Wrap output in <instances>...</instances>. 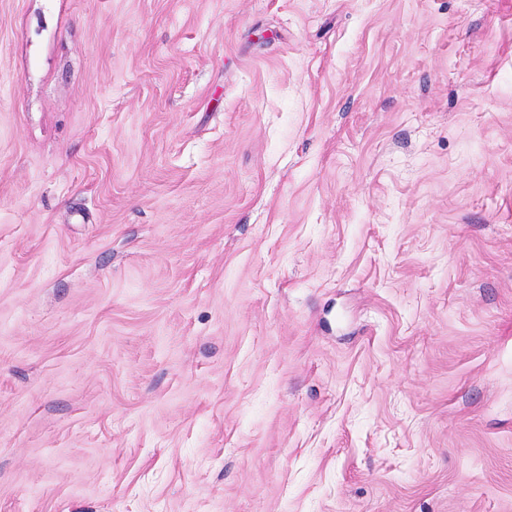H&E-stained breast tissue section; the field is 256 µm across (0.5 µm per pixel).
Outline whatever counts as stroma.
Returning <instances> with one entry per match:
<instances>
[{
  "mask_svg": "<svg viewBox=\"0 0 512 512\" xmlns=\"http://www.w3.org/2000/svg\"><path fill=\"white\" fill-rule=\"evenodd\" d=\"M0 512H512V0H0Z\"/></svg>",
  "mask_w": 512,
  "mask_h": 512,
  "instance_id": "obj_1",
  "label": "stroma"
}]
</instances>
